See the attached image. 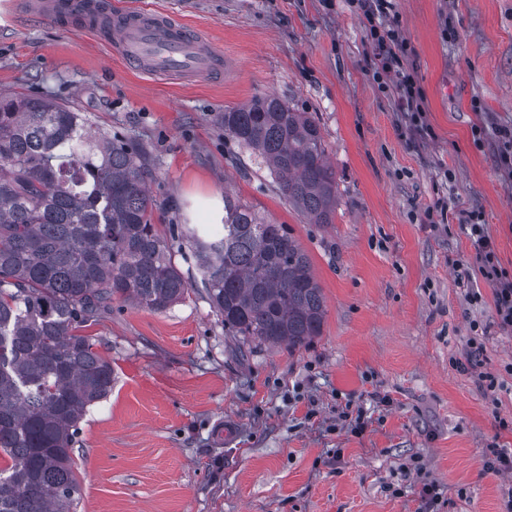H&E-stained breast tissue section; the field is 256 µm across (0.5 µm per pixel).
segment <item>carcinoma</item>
<instances>
[{
	"label": "carcinoma",
	"instance_id": "cac0c4a2",
	"mask_svg": "<svg viewBox=\"0 0 512 512\" xmlns=\"http://www.w3.org/2000/svg\"><path fill=\"white\" fill-rule=\"evenodd\" d=\"M224 136L274 177L312 224H331L336 171L319 125L275 95L224 113ZM150 170L118 134L41 98L0 96V512H75L73 445L112 392V363L78 333L118 298L164 311L192 283L190 245L224 330L290 348L320 335L322 288L285 224L224 194V233L151 223Z\"/></svg>",
	"mask_w": 512,
	"mask_h": 512
}]
</instances>
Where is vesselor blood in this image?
I'll return each instance as SVG.
<instances>
[{"label": "vessel or blood", "instance_id": "vessel-or-blood-1", "mask_svg": "<svg viewBox=\"0 0 512 512\" xmlns=\"http://www.w3.org/2000/svg\"><path fill=\"white\" fill-rule=\"evenodd\" d=\"M35 19L52 18L97 31L141 74L167 73L184 80L221 73L224 57L192 29L155 10L113 11L110 0H25Z\"/></svg>", "mask_w": 512, "mask_h": 512}]
</instances>
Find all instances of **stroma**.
Instances as JSON below:
<instances>
[{
	"instance_id": "obj_1",
	"label": "stroma",
	"mask_w": 512,
	"mask_h": 512,
	"mask_svg": "<svg viewBox=\"0 0 512 512\" xmlns=\"http://www.w3.org/2000/svg\"><path fill=\"white\" fill-rule=\"evenodd\" d=\"M20 6L0 0L1 95L50 98L130 138L153 171L162 235L189 210L208 224L200 201L223 192L288 225L326 308L299 348L226 335L186 246L173 255L185 299L162 312L113 300L80 329L115 381L74 444L76 512H418L415 461L445 488L437 512H505L512 470L486 463L512 457V331L461 225L480 211L512 274L495 134L512 128V0H395L431 129L418 141L372 80L348 0H112L172 13L221 48L228 72L197 83L142 76L92 34ZM265 94L319 125L332 223H309L225 139V110ZM474 335L484 350L460 368ZM226 421L236 434L220 445Z\"/></svg>"
}]
</instances>
